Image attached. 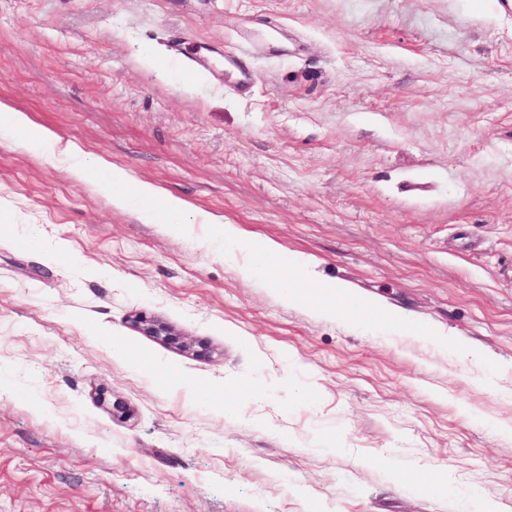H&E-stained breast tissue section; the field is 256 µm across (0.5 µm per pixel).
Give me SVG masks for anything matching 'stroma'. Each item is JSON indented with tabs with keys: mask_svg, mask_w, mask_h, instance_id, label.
I'll use <instances>...</instances> for the list:
<instances>
[{
	"mask_svg": "<svg viewBox=\"0 0 512 512\" xmlns=\"http://www.w3.org/2000/svg\"><path fill=\"white\" fill-rule=\"evenodd\" d=\"M0 101L241 239L0 125V512H512V0H0ZM257 240L499 372L286 303Z\"/></svg>",
	"mask_w": 512,
	"mask_h": 512,
	"instance_id": "35a3bbf8",
	"label": "stroma"
}]
</instances>
